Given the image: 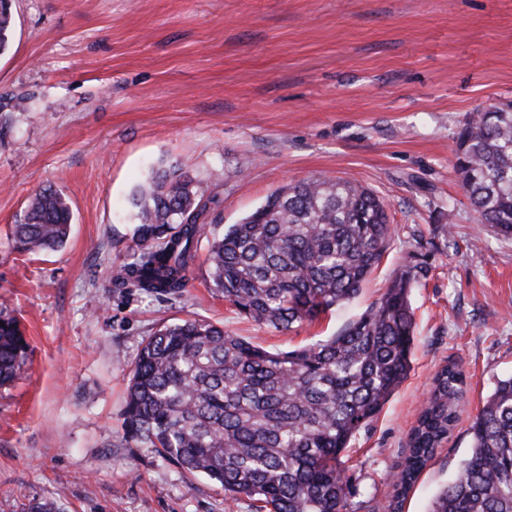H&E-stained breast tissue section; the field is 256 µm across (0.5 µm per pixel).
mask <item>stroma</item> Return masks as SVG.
Returning a JSON list of instances; mask_svg holds the SVG:
<instances>
[{"instance_id": "35a3bbf8", "label": "stroma", "mask_w": 512, "mask_h": 512, "mask_svg": "<svg viewBox=\"0 0 512 512\" xmlns=\"http://www.w3.org/2000/svg\"><path fill=\"white\" fill-rule=\"evenodd\" d=\"M0 54V303L29 345L0 387V512H254L127 438L126 387L142 338L203 318L266 350L340 333L392 279L413 277L412 369L342 459L349 512H430L471 447L473 417L512 375V239L477 213L455 172L474 113L512 102V0H12ZM25 97L26 107L11 109ZM220 192L182 299L113 277L136 224L131 197L161 166ZM347 178L381 197L392 240L358 295L289 331L214 292L211 236L287 182ZM67 198L66 245L18 253L10 227L35 191ZM459 420L405 497L396 475L448 363Z\"/></svg>"}]
</instances>
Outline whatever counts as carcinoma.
Masks as SVG:
<instances>
[{
    "label": "carcinoma",
    "instance_id": "cac0c4a2",
    "mask_svg": "<svg viewBox=\"0 0 512 512\" xmlns=\"http://www.w3.org/2000/svg\"><path fill=\"white\" fill-rule=\"evenodd\" d=\"M12 5L0 0V52ZM456 172L481 221L512 238V103L471 116L458 136ZM224 203L181 169L156 171L135 191L131 260L115 285L180 298L208 218ZM64 195L40 189L13 241L24 254L67 242ZM384 202L345 178L287 184L212 240L214 290L259 325L291 330L353 299L391 240ZM413 277L403 273L367 312L310 347L270 352L204 319L168 323L142 339L124 411L126 434L219 484L256 512H348L341 453L411 369ZM20 322L0 309V386L24 371ZM463 371L450 363L409 438L396 486L404 495L457 421ZM472 446L431 512H512V375L473 419Z\"/></svg>",
    "mask_w": 512,
    "mask_h": 512
}]
</instances>
